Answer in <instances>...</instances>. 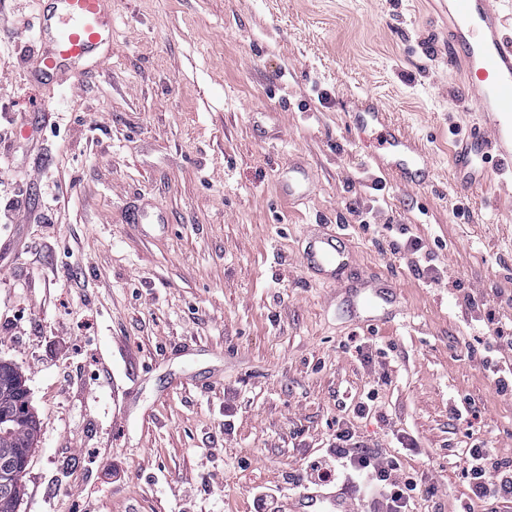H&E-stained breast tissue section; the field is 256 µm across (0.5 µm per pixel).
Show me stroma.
Returning a JSON list of instances; mask_svg holds the SVG:
<instances>
[{
	"label": "stroma",
	"instance_id": "obj_1",
	"mask_svg": "<svg viewBox=\"0 0 512 512\" xmlns=\"http://www.w3.org/2000/svg\"><path fill=\"white\" fill-rule=\"evenodd\" d=\"M435 2L112 0L108 60L31 84L36 5L0 0V201L26 184L0 223V361L39 424L15 512H254L257 487L305 490L340 419L375 450L416 438L403 464L438 487L418 512L467 503L452 460L473 441L512 455V399L480 364L486 310L512 326V188L454 187L449 141L480 115ZM360 96L389 126H354ZM393 127L431 183L374 168ZM296 157L318 190L291 207ZM144 201L167 223H129ZM328 221L346 281L393 279L403 320L302 271ZM374 386L380 415L356 416Z\"/></svg>",
	"mask_w": 512,
	"mask_h": 512
}]
</instances>
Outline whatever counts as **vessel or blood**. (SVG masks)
<instances>
[{
    "instance_id": "vessel-or-blood-1",
    "label": "vessel or blood",
    "mask_w": 512,
    "mask_h": 512,
    "mask_svg": "<svg viewBox=\"0 0 512 512\" xmlns=\"http://www.w3.org/2000/svg\"><path fill=\"white\" fill-rule=\"evenodd\" d=\"M501 0H451L448 42L454 61L466 77L465 97L477 104L482 121L457 139L453 153V182L461 191L489 185L493 176L512 172V19L500 9ZM37 37L48 44L30 81L71 69L75 64L112 44L111 0H35ZM376 167L405 184L423 185L432 168L423 149L405 135L393 134ZM315 175L303 160H290L281 189L294 201L306 199ZM305 271L338 281L347 255L336 236L310 239L301 256ZM363 304L376 311L390 301L394 287L384 282L361 286ZM288 512H351L339 493H305L289 498Z\"/></svg>"
}]
</instances>
